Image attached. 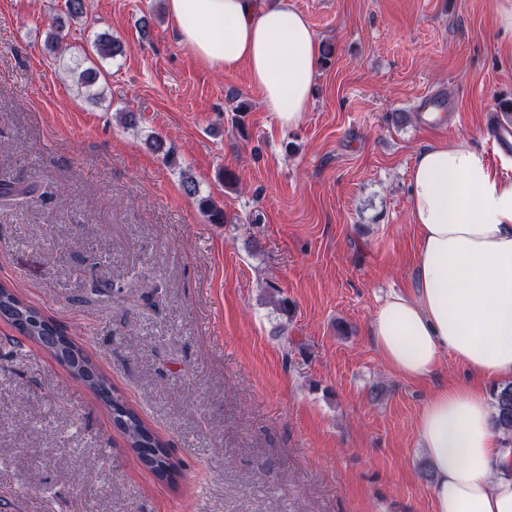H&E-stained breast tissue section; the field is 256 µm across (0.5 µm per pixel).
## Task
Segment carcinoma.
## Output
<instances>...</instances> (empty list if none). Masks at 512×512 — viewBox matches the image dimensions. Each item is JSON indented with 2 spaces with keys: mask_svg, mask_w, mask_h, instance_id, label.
Listing matches in <instances>:
<instances>
[{
  "mask_svg": "<svg viewBox=\"0 0 512 512\" xmlns=\"http://www.w3.org/2000/svg\"><path fill=\"white\" fill-rule=\"evenodd\" d=\"M86 14L85 0H65L64 14L53 18L48 32L47 46L58 52L61 44L69 35V21L79 19ZM93 47L101 57H113L123 52L120 41L108 35L98 34ZM59 67L65 73L78 75L80 88L87 96H96L94 87L99 72L93 66H85L87 58L70 56L58 57ZM1 198H16L27 202L34 199V189L12 183H0ZM200 209L212 224L225 222L224 210L209 196L199 200ZM0 318L9 322L23 336H39L45 349L55 359L66 366L70 373L92 389L98 398L112 409V420L126 437L130 447L146 467L160 476H166L173 470V463L154 434L143 424L138 415L130 409L121 397L115 395L112 386L98 372L88 373L93 368L89 358L69 340H60L58 327L35 307L25 303L11 290L0 286ZM492 407L496 426L512 440V382L497 386L491 391Z\"/></svg>",
  "mask_w": 512,
  "mask_h": 512,
  "instance_id": "cac0c4a2",
  "label": "carcinoma"
}]
</instances>
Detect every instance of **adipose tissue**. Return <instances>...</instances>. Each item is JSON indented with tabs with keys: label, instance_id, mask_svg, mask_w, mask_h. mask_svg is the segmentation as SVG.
I'll return each instance as SVG.
<instances>
[{
	"label": "adipose tissue",
	"instance_id": "adipose-tissue-1",
	"mask_svg": "<svg viewBox=\"0 0 512 512\" xmlns=\"http://www.w3.org/2000/svg\"><path fill=\"white\" fill-rule=\"evenodd\" d=\"M166 10L203 65L246 69L264 112L284 129L302 122L318 42L288 0H166ZM408 207L414 287L384 300L368 334L404 378L429 377L449 355L478 378L433 390L416 421L434 512H512V448L482 386L512 381V180L466 144L435 143L415 159Z\"/></svg>",
	"mask_w": 512,
	"mask_h": 512
}]
</instances>
